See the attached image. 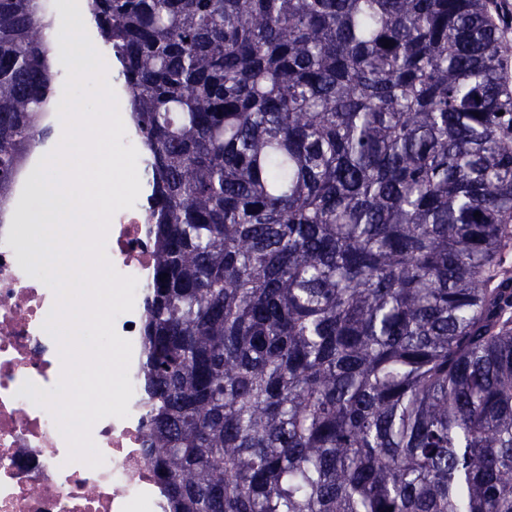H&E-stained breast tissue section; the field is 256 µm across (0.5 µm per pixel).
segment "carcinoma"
Listing matches in <instances>:
<instances>
[{
	"label": "carcinoma",
	"instance_id": "carcinoma-1",
	"mask_svg": "<svg viewBox=\"0 0 512 512\" xmlns=\"http://www.w3.org/2000/svg\"><path fill=\"white\" fill-rule=\"evenodd\" d=\"M88 8L147 155L168 512H512V90L486 0ZM47 15L0 0V202L51 134Z\"/></svg>",
	"mask_w": 512,
	"mask_h": 512
}]
</instances>
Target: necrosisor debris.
Wrapping results in <instances>:
<instances>
[{"instance_id": "4bbe7bcc", "label": "necrosis or debris", "mask_w": 512, "mask_h": 512, "mask_svg": "<svg viewBox=\"0 0 512 512\" xmlns=\"http://www.w3.org/2000/svg\"><path fill=\"white\" fill-rule=\"evenodd\" d=\"M32 225L0 214V512H165L166 500L142 453L149 404L142 388V309L154 269L146 206L118 211L107 237L115 270L138 280L130 312L116 317L117 333L132 343L133 396L127 418L106 417L92 428L105 463L67 462L68 447L52 415L19 390L25 381L53 387L62 370L58 346L42 325L55 297L26 274L21 252Z\"/></svg>"}]
</instances>
